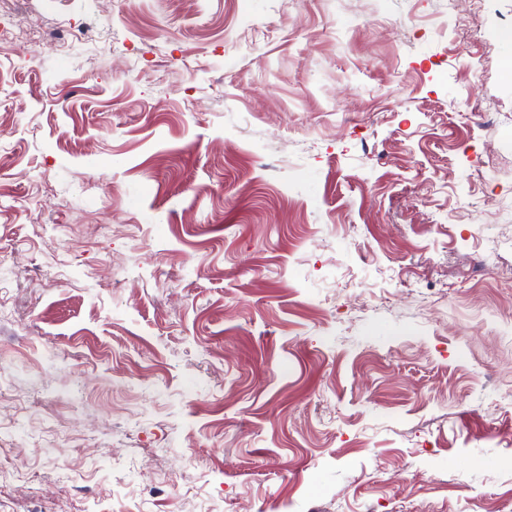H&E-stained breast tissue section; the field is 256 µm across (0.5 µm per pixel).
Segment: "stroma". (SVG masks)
Returning <instances> with one entry per match:
<instances>
[{
	"instance_id": "stroma-1",
	"label": "stroma",
	"mask_w": 512,
	"mask_h": 512,
	"mask_svg": "<svg viewBox=\"0 0 512 512\" xmlns=\"http://www.w3.org/2000/svg\"><path fill=\"white\" fill-rule=\"evenodd\" d=\"M20 6L0 512H512V0ZM48 34V31L42 27L32 24L18 25L11 28L0 27V44L17 40H26L31 44H37Z\"/></svg>"
}]
</instances>
